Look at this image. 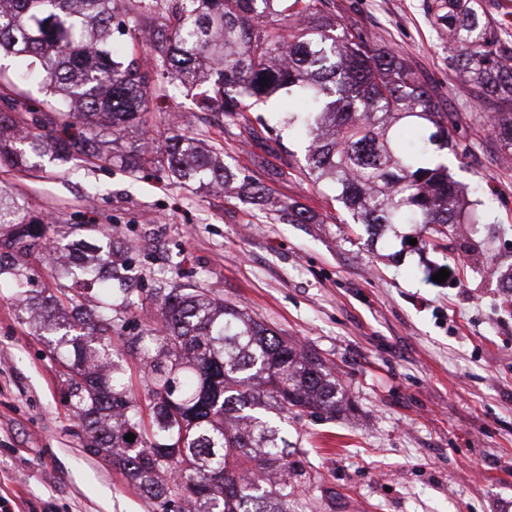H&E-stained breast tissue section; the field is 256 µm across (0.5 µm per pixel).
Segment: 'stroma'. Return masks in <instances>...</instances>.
Masks as SVG:
<instances>
[{
    "label": "stroma",
    "instance_id": "35a3bbf8",
    "mask_svg": "<svg viewBox=\"0 0 512 512\" xmlns=\"http://www.w3.org/2000/svg\"><path fill=\"white\" fill-rule=\"evenodd\" d=\"M335 2L344 25L434 87L467 147L449 156V172L478 186L484 223L423 242L408 224L350 223L335 190L306 179L304 140L267 133L275 113L219 125L196 108L203 86L162 77L165 97L113 152L145 145L159 156L168 137L191 134L265 186L262 203L236 182L221 194L173 186L159 163L133 173L117 161L46 160L26 172L1 166L0 183L24 220L44 221L49 244L111 241L130 287L214 292L327 362L342 411L288 424L322 474L321 512H512V154L492 144L482 105L449 70L431 0ZM14 71L0 61V99L53 111L54 98ZM284 203L313 223L280 221ZM61 372L1 289L0 500L9 512H153L104 454L86 450Z\"/></svg>",
    "mask_w": 512,
    "mask_h": 512
}]
</instances>
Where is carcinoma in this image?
Here are the masks:
<instances>
[{
	"instance_id": "carcinoma-1",
	"label": "carcinoma",
	"mask_w": 512,
	"mask_h": 512,
	"mask_svg": "<svg viewBox=\"0 0 512 512\" xmlns=\"http://www.w3.org/2000/svg\"><path fill=\"white\" fill-rule=\"evenodd\" d=\"M115 3L0 0V56L22 59L17 74L38 75L58 105L49 113L10 100L0 111V162L19 171L76 153L110 162L103 133L115 143L139 128L155 90L135 53L109 45ZM429 9L448 42V69L484 105L496 147L512 151V44L493 35L480 0H434ZM154 35L166 77L211 84L206 112L241 122L281 90L306 100V110L288 113L309 142L306 177L333 185L353 223L412 224L422 235L484 223L482 201H466L448 164L435 161L444 150L458 154L459 143L432 86L408 59L344 25L332 0H170ZM163 158L179 185L222 188L232 174L187 134L168 138ZM149 163L144 146L121 157L132 171ZM280 219L310 216L285 204ZM43 238L44 225L20 221L0 184V285L19 322L55 337L63 403L83 424L87 450L107 449L154 512H293L290 492L316 507L321 473L293 461L305 452L288 442L282 420L336 413V377L320 357L217 295L158 288L139 302L126 271L98 255L50 259V278L76 287L37 290L28 257ZM88 291L101 298L95 312L81 302ZM147 302L159 319L125 335L129 320L112 313ZM114 335L141 362L147 415L112 355ZM245 471L252 476L239 480Z\"/></svg>"
}]
</instances>
